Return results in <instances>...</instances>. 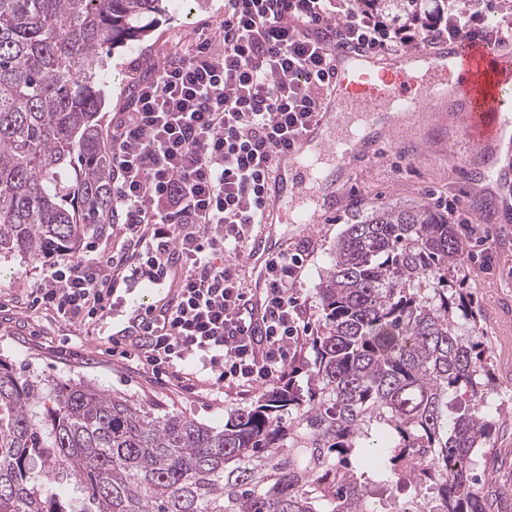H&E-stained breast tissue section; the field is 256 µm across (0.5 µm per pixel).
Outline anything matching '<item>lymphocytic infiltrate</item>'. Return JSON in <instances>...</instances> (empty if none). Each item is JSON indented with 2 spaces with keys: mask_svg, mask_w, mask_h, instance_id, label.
I'll use <instances>...</instances> for the list:
<instances>
[{
  "mask_svg": "<svg viewBox=\"0 0 512 512\" xmlns=\"http://www.w3.org/2000/svg\"><path fill=\"white\" fill-rule=\"evenodd\" d=\"M456 38L512 42V0H456L430 24L394 28L354 0H224L212 37L167 55L112 118L111 251L44 266L27 288L32 308L86 324L127 312L115 287L131 274H170L171 298L113 350L158 377L189 369L242 388L284 379L309 331L303 257L269 261L258 311L238 266L275 157L327 89L328 45L389 52Z\"/></svg>",
  "mask_w": 512,
  "mask_h": 512,
  "instance_id": "lymphocytic-infiltrate-1",
  "label": "lymphocytic infiltrate"
}]
</instances>
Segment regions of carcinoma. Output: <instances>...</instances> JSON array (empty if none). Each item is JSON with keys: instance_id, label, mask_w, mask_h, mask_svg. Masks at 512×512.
I'll return each mask as SVG.
<instances>
[{"instance_id": "cac0c4a2", "label": "carcinoma", "mask_w": 512, "mask_h": 512, "mask_svg": "<svg viewBox=\"0 0 512 512\" xmlns=\"http://www.w3.org/2000/svg\"><path fill=\"white\" fill-rule=\"evenodd\" d=\"M164 0H0V257L75 250L112 223L96 90L103 52ZM421 25L448 0H355ZM456 225L424 204L347 225L291 371L216 431L97 385L0 362V512H489L478 453L498 421Z\"/></svg>"}]
</instances>
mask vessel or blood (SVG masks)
Here are the masks:
<instances>
[{
  "instance_id": "b4317fda",
  "label": "vessel or blood",
  "mask_w": 512,
  "mask_h": 512,
  "mask_svg": "<svg viewBox=\"0 0 512 512\" xmlns=\"http://www.w3.org/2000/svg\"><path fill=\"white\" fill-rule=\"evenodd\" d=\"M403 55L364 51L342 43L330 48L331 78L320 108L290 148L280 152L267 180L264 229L251 238L248 264L253 294L261 296L266 264L283 249L273 225L317 224L341 204L346 178L366 169L398 133L401 116L424 118L442 107L459 129L450 143L463 167L482 159L476 182L512 223V44L441 41ZM296 207L285 216L281 202Z\"/></svg>"
}]
</instances>
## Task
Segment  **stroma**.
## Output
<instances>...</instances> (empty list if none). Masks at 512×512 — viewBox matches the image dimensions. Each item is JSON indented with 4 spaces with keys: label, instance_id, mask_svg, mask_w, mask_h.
<instances>
[{
    "label": "stroma",
    "instance_id": "obj_1",
    "mask_svg": "<svg viewBox=\"0 0 512 512\" xmlns=\"http://www.w3.org/2000/svg\"><path fill=\"white\" fill-rule=\"evenodd\" d=\"M223 17L224 0H167L165 13L157 15L144 37L111 49L106 59L109 78L101 92L103 132H110L113 114L128 105L138 79L153 73L172 46L210 33ZM464 190L465 177L448 150L447 136L412 133L385 144L371 171L353 175L345 185V204L321 223L307 229L275 225V239L288 251L305 255L297 289L307 301L312 329L322 323L317 285L337 238L355 215L380 204L433 207L438 197H460ZM485 207L480 200L465 205L468 221L458 232L464 249L475 258L459 278L479 305V335L488 347L496 381L493 400L500 429L480 461L489 477L484 489L512 496V233L505 225L486 222L480 215ZM486 252L493 256L487 268L480 262ZM38 268V262L19 255L0 261V358L12 363L18 375L57 383L83 378L217 430L234 411L266 393L263 385L242 391L204 379H158L134 369L132 362L108 354L106 330L91 331L26 308L25 290Z\"/></svg>",
    "mask_w": 512,
    "mask_h": 512
}]
</instances>
